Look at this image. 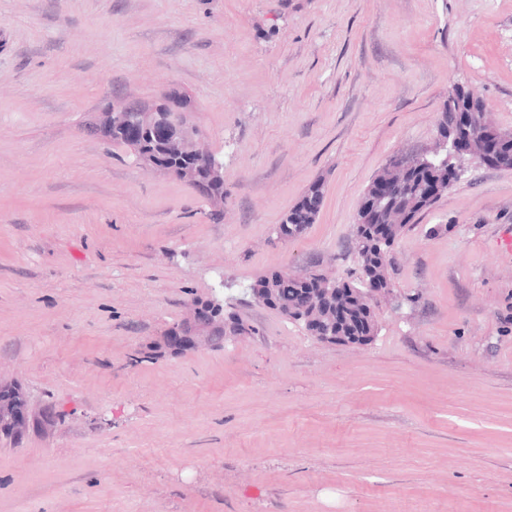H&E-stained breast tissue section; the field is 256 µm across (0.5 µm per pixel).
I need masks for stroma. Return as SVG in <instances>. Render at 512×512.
<instances>
[{"label": "stroma", "mask_w": 512, "mask_h": 512, "mask_svg": "<svg viewBox=\"0 0 512 512\" xmlns=\"http://www.w3.org/2000/svg\"><path fill=\"white\" fill-rule=\"evenodd\" d=\"M458 83L512 132V0H0V379L65 414L0 438V512H512V169L399 239L368 344L247 293L350 277L368 185ZM174 91L222 208L96 129ZM220 277L248 335L169 354ZM323 197L324 184L321 182L311 184L301 199L288 210L279 224V232L290 234V229H293L292 233L287 237L281 235L278 239L285 243L294 241L300 237V233L294 229H299L303 233L310 224H315Z\"/></svg>", "instance_id": "1"}]
</instances>
